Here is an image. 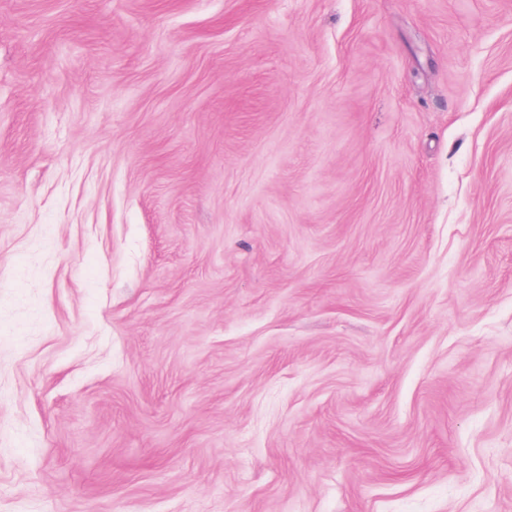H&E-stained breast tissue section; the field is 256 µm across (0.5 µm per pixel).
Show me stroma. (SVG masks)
I'll return each mask as SVG.
<instances>
[{
    "mask_svg": "<svg viewBox=\"0 0 512 512\" xmlns=\"http://www.w3.org/2000/svg\"><path fill=\"white\" fill-rule=\"evenodd\" d=\"M0 512H512V0H0Z\"/></svg>",
    "mask_w": 512,
    "mask_h": 512,
    "instance_id": "1",
    "label": "stroma"
}]
</instances>
